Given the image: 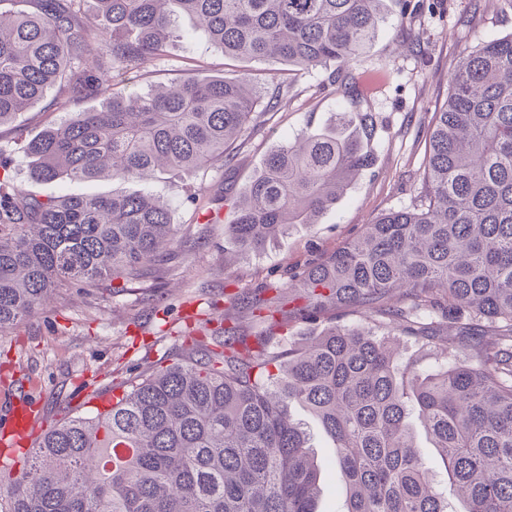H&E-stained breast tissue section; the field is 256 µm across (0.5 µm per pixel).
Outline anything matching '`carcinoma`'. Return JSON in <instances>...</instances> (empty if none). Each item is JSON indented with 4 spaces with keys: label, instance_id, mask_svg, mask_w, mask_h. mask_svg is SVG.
Returning <instances> with one entry per match:
<instances>
[{
    "label": "carcinoma",
    "instance_id": "carcinoma-1",
    "mask_svg": "<svg viewBox=\"0 0 512 512\" xmlns=\"http://www.w3.org/2000/svg\"><path fill=\"white\" fill-rule=\"evenodd\" d=\"M0 0V125L59 87L70 101L105 100L26 141L39 181H143L160 171L229 162L281 107L283 87L248 76H187L130 96L80 67L131 71L162 58L195 20L224 56L328 69L346 93L350 67L374 41L386 0ZM375 118L275 145L235 202L224 239L253 252L295 224H317L369 167ZM426 203L366 226L288 285L308 320L352 310L288 359L233 327L213 348L136 377L103 411L68 410L37 450L0 473V512H317L310 412L335 449L347 512H449L408 418L432 436L464 512H512V35L463 54L433 113ZM181 244L168 205L147 192L21 196L0 155V331L57 291L144 276ZM411 301L403 306L402 300ZM274 329V311L241 294ZM433 348L423 371L398 357L397 336Z\"/></svg>",
    "mask_w": 512,
    "mask_h": 512
}]
</instances>
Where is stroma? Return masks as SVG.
Returning <instances> with one entry per match:
<instances>
[{
	"label": "stroma",
	"instance_id": "obj_1",
	"mask_svg": "<svg viewBox=\"0 0 512 512\" xmlns=\"http://www.w3.org/2000/svg\"><path fill=\"white\" fill-rule=\"evenodd\" d=\"M387 8L377 37L352 66L356 108L374 113L377 120L372 166L319 223L294 225L260 252L225 259L224 226L234 219L233 200L273 146L334 119L342 97L327 86L324 69L295 73L272 60L249 63L258 84L283 86L287 96L281 108L258 117L254 131L237 143L230 166L163 172L146 182L32 180L19 137L37 136L66 113L97 110L98 99L70 103L57 88L0 127V150L12 156L18 191L73 196L147 192L168 204L172 223L181 225L184 235L170 260L148 266L144 278L123 291L65 289L42 310L0 332V395H24L50 423L60 418L64 404H82L89 391L107 396L113 385L148 367L169 365L190 340H208L221 321L234 323L248 343H255L267 327L249 309L233 305L231 295L274 298L277 286L359 236L365 225L421 205L430 120L448 97L449 77L463 53L512 34V10L503 9L500 0H442L438 5L424 0L413 12L402 11L399 0H387ZM179 25L186 37L168 56L146 59L136 71L119 76L120 89L144 94L191 72L204 77L238 71V63L225 59L192 20L181 18ZM292 415L312 435L320 469L318 512H345L330 438L309 413L296 407ZM413 430L438 490L453 512H461L462 500L431 436L421 424Z\"/></svg>",
	"mask_w": 512,
	"mask_h": 512
}]
</instances>
